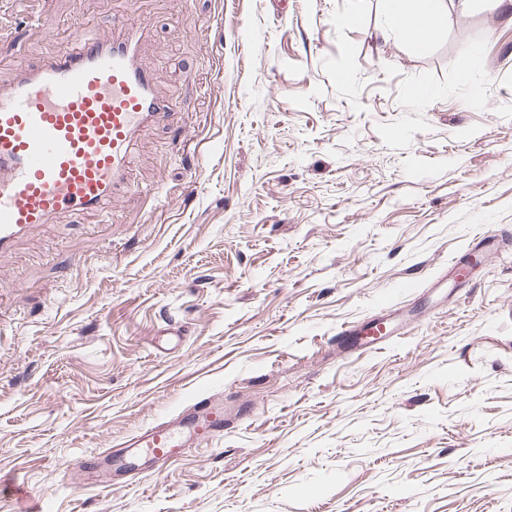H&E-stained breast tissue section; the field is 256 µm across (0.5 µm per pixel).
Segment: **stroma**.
Listing matches in <instances>:
<instances>
[{
  "instance_id": "obj_1",
  "label": "stroma",
  "mask_w": 512,
  "mask_h": 512,
  "mask_svg": "<svg viewBox=\"0 0 512 512\" xmlns=\"http://www.w3.org/2000/svg\"><path fill=\"white\" fill-rule=\"evenodd\" d=\"M78 11L149 24L173 110L135 147L155 198L0 255V478L42 512H512V0L425 51L374 42L385 0H0V85ZM387 302L404 338L339 353ZM200 396L224 432L175 464L74 468ZM476 255L477 254L473 253V251L471 250L468 253V256H469L468 258H470L472 256H476ZM468 258H466L464 260H458V261L455 260L452 264L445 267V269L443 271V275L439 277V279L437 280V282H435V284L438 285L443 280H447V281L450 280L452 282H457V280L462 277L463 278L468 277L467 281H465V282L471 281L475 277L476 270L474 269V266H470L471 264L468 261Z\"/></svg>"
}]
</instances>
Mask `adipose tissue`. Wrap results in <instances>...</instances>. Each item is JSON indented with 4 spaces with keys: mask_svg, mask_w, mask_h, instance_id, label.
Segmentation results:
<instances>
[{
    "mask_svg": "<svg viewBox=\"0 0 512 512\" xmlns=\"http://www.w3.org/2000/svg\"><path fill=\"white\" fill-rule=\"evenodd\" d=\"M387 9L403 38L425 50L434 42L448 14V0H387Z\"/></svg>",
    "mask_w": 512,
    "mask_h": 512,
    "instance_id": "ef3b65f1",
    "label": "adipose tissue"
}]
</instances>
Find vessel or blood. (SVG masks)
I'll return each mask as SVG.
<instances>
[{"mask_svg": "<svg viewBox=\"0 0 512 512\" xmlns=\"http://www.w3.org/2000/svg\"><path fill=\"white\" fill-rule=\"evenodd\" d=\"M140 32L106 37L77 24L72 43L52 46L38 64H20L0 89V252L62 213L98 215L131 185L134 138L170 110L155 92V70L140 59ZM399 308L377 322L341 325L350 350L377 351L397 336ZM224 431V407L206 397L154 424L108 461L130 472L161 468Z\"/></svg>", "mask_w": 512, "mask_h": 512, "instance_id": "1", "label": "vessel or blood"}]
</instances>
